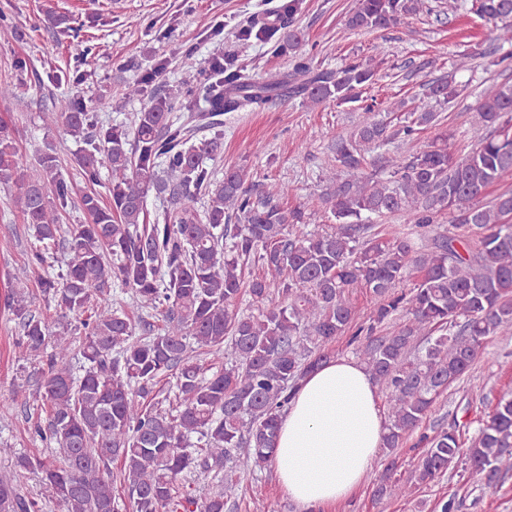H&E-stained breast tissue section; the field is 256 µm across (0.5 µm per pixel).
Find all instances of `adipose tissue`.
<instances>
[{"label": "adipose tissue", "mask_w": 512, "mask_h": 512, "mask_svg": "<svg viewBox=\"0 0 512 512\" xmlns=\"http://www.w3.org/2000/svg\"><path fill=\"white\" fill-rule=\"evenodd\" d=\"M376 386L355 359L336 357L302 378L279 421L274 463L302 512H326L362 484L382 445Z\"/></svg>", "instance_id": "obj_1"}]
</instances>
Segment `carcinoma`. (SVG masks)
I'll use <instances>...</instances> for the list:
<instances>
[{
  "label": "carcinoma",
  "instance_id": "obj_1",
  "mask_svg": "<svg viewBox=\"0 0 512 512\" xmlns=\"http://www.w3.org/2000/svg\"><path fill=\"white\" fill-rule=\"evenodd\" d=\"M423 6L424 0H356L345 25L383 29ZM301 7L302 0H288L278 23L245 25L239 40H269L280 31L288 50L298 51L303 37L291 20ZM471 9L502 23L498 39L512 41V0H472ZM181 66L189 79L135 113L129 130L90 133L93 114L69 99L45 116L82 144L75 155L81 176L95 182L101 170L111 172L106 195L81 197L91 222L70 232L66 268L38 280L42 295L80 317V325L54 324L23 298L11 305L17 347L40 363L35 394L48 418L35 432L59 450L53 458L19 456L15 470L39 472L45 498L59 512H115V458L133 512H224L239 486L234 458L258 466L273 461L294 389L348 333L385 397L383 447L392 453L491 337L512 336V191L486 198L512 172V83L489 92L471 113L482 138L465 155L448 148L437 113H409L405 136L427 126L438 132L409 157H388L385 176L365 170L366 155L394 133L374 106L363 108L362 120L335 142L334 167L344 179L320 199L332 223L312 230L305 219L310 204L281 205L288 185L270 182L255 195L243 166L215 179L204 156L223 149L222 133L194 143L195 131L225 112L283 98L308 107L356 102L374 69L352 59L323 70L300 55L291 70L256 81L226 57L216 70L224 80L210 87L209 108L201 110L189 100L200 70L195 54L183 53ZM425 88L428 99L454 96L443 79ZM180 100L183 112L174 116ZM0 185L18 188L15 204L36 240L29 260L44 266L61 238L60 209L70 194L54 146L46 144L30 163L11 128L0 124ZM151 192L167 196L168 205L150 224ZM199 196L207 199L202 212ZM442 214L455 234L435 231ZM390 216L413 225L428 239L426 249L418 253L406 237L373 232V219ZM250 261L264 274L247 282ZM407 280L409 289H400ZM113 286L131 292L135 316L112 306ZM352 288L365 289L371 303L356 329ZM245 291L256 307L246 316L234 309ZM76 349L88 363L80 376L73 372ZM200 350L227 354L230 366L211 370L194 356ZM169 374L174 397L159 399L153 389ZM422 440L427 448L415 470L404 480H385L377 497L408 500L447 473L467 470L492 487L512 473V396L497 399L465 448L456 421ZM197 469L224 477L222 488L199 495L184 480ZM36 507L13 481L0 480V512Z\"/></svg>",
  "mask_w": 512,
  "mask_h": 512
}]
</instances>
